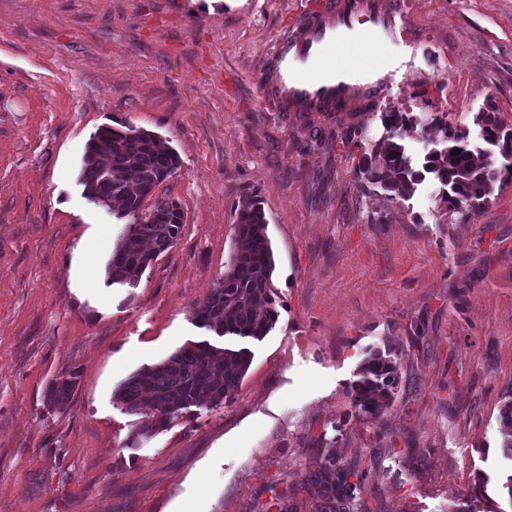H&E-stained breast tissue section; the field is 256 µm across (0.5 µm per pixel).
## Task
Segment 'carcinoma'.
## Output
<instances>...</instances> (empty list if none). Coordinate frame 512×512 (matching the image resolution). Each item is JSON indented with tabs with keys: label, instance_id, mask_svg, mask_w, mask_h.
<instances>
[{
	"label": "carcinoma",
	"instance_id": "carcinoma-1",
	"mask_svg": "<svg viewBox=\"0 0 512 512\" xmlns=\"http://www.w3.org/2000/svg\"><path fill=\"white\" fill-rule=\"evenodd\" d=\"M389 129L386 139L365 146L359 128L340 133L345 144L362 149L357 174L360 187L375 186L373 194L390 199L397 194L412 197L426 179L441 186L440 200L446 212L467 219L489 202L496 185L512 181V128L496 109L480 112L473 134L448 125L439 116L422 119L392 109L381 114ZM428 147L415 155L407 139ZM460 153L454 155L452 150ZM180 166L175 150L153 135L130 125L102 127L87 141L81 181L89 197L110 208L117 217H132L119 238L107 266L112 284L136 286L138 275L157 257L172 248L184 224L182 203L157 196L160 184ZM150 205H145L146 201ZM268 221L261 201L245 195L236 211L233 248L227 270L194 308L195 322L218 336L261 340L278 320L275 262L267 233ZM251 363L247 348L219 350L207 342L180 347L165 361L133 373L114 397L130 414H144L145 422L126 439L136 448L161 429L177 423L192 407H221L233 400ZM348 390L352 406L371 418L379 417L400 385L392 349L373 352L360 366ZM77 383L67 372L50 382L44 400L52 408L66 406ZM503 448L512 457V402L500 414ZM316 466L305 482L315 489L312 512H367L363 495L369 492L366 474L336 455L334 443L316 449ZM296 488L285 489L261 509L297 512Z\"/></svg>",
	"mask_w": 512,
	"mask_h": 512
}]
</instances>
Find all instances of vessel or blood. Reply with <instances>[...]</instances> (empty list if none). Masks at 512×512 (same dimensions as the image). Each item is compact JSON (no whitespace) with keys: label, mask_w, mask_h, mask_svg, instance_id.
I'll use <instances>...</instances> for the list:
<instances>
[{"label":"vessel or blood","mask_w":512,"mask_h":512,"mask_svg":"<svg viewBox=\"0 0 512 512\" xmlns=\"http://www.w3.org/2000/svg\"><path fill=\"white\" fill-rule=\"evenodd\" d=\"M407 25L400 0H319L276 40L261 73L265 104L279 112L364 111L390 92L396 32Z\"/></svg>","instance_id":"obj_1"}]
</instances>
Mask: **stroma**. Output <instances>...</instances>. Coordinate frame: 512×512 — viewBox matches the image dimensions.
<instances>
[{
    "label": "stroma",
    "instance_id": "35a3bbf8",
    "mask_svg": "<svg viewBox=\"0 0 512 512\" xmlns=\"http://www.w3.org/2000/svg\"><path fill=\"white\" fill-rule=\"evenodd\" d=\"M403 2L419 38L390 95L339 117L262 99L260 67L307 0H0V512H258L304 483L323 437L366 471L370 512H512V183L460 222L426 183L367 195L360 149L337 136L378 142L394 108L463 128L493 105L512 125V0ZM125 124L177 152L157 192L184 209L132 288L106 273L126 222L80 182L90 135ZM251 192L279 312L259 341L193 316ZM191 342L251 351L234 399L126 447L141 418L117 387ZM388 345L400 386L369 420L346 391ZM70 370L69 402L48 410ZM76 383L77 374L73 371L67 372L50 382L44 394L46 404L52 408L63 409L70 400Z\"/></svg>",
    "mask_w": 512,
    "mask_h": 512
}]
</instances>
